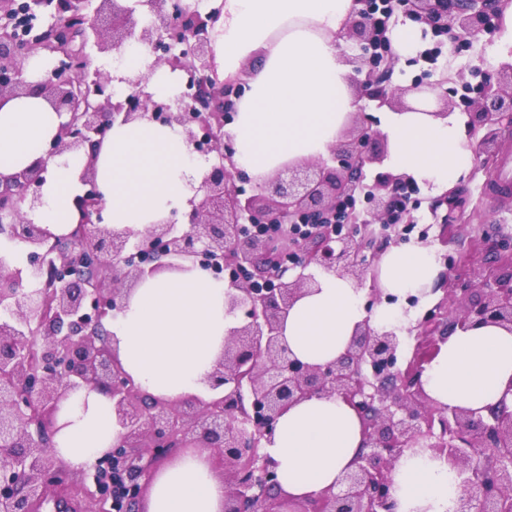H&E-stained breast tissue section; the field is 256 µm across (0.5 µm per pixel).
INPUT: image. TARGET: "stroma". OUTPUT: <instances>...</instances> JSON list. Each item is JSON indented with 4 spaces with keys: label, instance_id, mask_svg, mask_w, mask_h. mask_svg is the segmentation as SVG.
I'll return each mask as SVG.
<instances>
[{
    "label": "stroma",
    "instance_id": "1",
    "mask_svg": "<svg viewBox=\"0 0 512 512\" xmlns=\"http://www.w3.org/2000/svg\"><path fill=\"white\" fill-rule=\"evenodd\" d=\"M493 18L492 31L464 41L451 32L425 33L424 52L394 63L393 87L406 88L419 80L439 84L455 93V110L466 115L470 99L495 81L502 62L512 59V40L505 36L501 9H494ZM500 141L496 153L473 155L467 175L446 193L420 183L415 186L405 233L409 241L421 240L436 248L443 274L429 299L414 305L415 316L457 306L464 289L484 283L498 244L512 242V194L486 190L498 164H512V126H502ZM444 195L455 198L452 210L439 207Z\"/></svg>",
    "mask_w": 512,
    "mask_h": 512
}]
</instances>
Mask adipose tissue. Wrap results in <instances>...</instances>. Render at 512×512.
Listing matches in <instances>:
<instances>
[{
	"mask_svg": "<svg viewBox=\"0 0 512 512\" xmlns=\"http://www.w3.org/2000/svg\"><path fill=\"white\" fill-rule=\"evenodd\" d=\"M357 8L355 0H223L214 28V52L224 79H243L232 134L244 167L266 181L283 167L325 156L356 109L350 68L340 35ZM140 71L160 98L176 93V78L157 67L137 42L116 55L110 72ZM36 93L0 101V176L46 160L42 203L30 218L57 235L77 221L74 198L81 175L94 163L106 224L145 231L171 212L189 211L208 170L179 130L148 121L114 124L95 155L46 151L65 123ZM382 131L389 166L435 187L456 183L473 151L455 116H433L427 104L389 113ZM440 271L437 251L406 243L385 251L376 266L388 294L429 295ZM312 293L298 299L282 335L292 354L311 365L340 357L356 329L382 332L406 325L399 310L381 304L365 310L354 281L321 273ZM226 286L204 270L185 266L144 279L124 299L112 321V346L122 368L153 397L176 401L208 393L207 375L224 351L237 322L225 309ZM512 382V333L493 324L453 333L427 365L422 384L438 404L479 414L496 407ZM54 437L56 459L83 469L115 442L112 402L84 387L65 401ZM356 411L331 395L302 400L286 409L264 451L277 464L281 489L307 498L337 487L362 446ZM198 450L160 468L147 512H224V481ZM396 512H454L460 488L447 464L423 454L403 457L392 472Z\"/></svg>",
	"mask_w": 512,
	"mask_h": 512,
	"instance_id": "adipose-tissue-1",
	"label": "adipose tissue"
}]
</instances>
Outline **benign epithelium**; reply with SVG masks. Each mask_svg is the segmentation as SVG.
Listing matches in <instances>:
<instances>
[{"instance_id": "obj_1", "label": "benign epithelium", "mask_w": 512, "mask_h": 512, "mask_svg": "<svg viewBox=\"0 0 512 512\" xmlns=\"http://www.w3.org/2000/svg\"><path fill=\"white\" fill-rule=\"evenodd\" d=\"M496 0H403L409 17L437 32L450 29L467 39L478 35ZM142 19L123 0H0V99L39 93L68 114L47 157L93 149L112 126L147 120L177 128L195 153L213 158L191 209L173 214L142 233L103 223L94 163L81 181L88 189L74 199L76 227L56 236L28 218L41 204L45 162L0 180V237L24 248L26 262L0 256V512H71L61 494L66 466L52 454L61 403L84 386L112 400L116 442L81 470L83 491L94 512H137L135 505L159 464L192 449L208 448L224 460V512H395L391 471L405 456L423 452L450 464L460 479L457 512H506L502 492L512 488V411L505 402L485 416L430 399L422 386L429 360L398 366L402 344L394 330L379 333L365 323L346 351L325 365L291 356L281 334L290 307L317 287L313 268L362 280L379 253L366 254L370 232L359 229L355 209L363 195L372 223L389 230L401 220L396 201L413 187L410 178L386 173L371 186L360 180L384 153L375 137L354 126L330 148L335 166L320 160L289 165L260 185L237 166L232 97L239 84L219 79L211 31L219 11L205 14L185 0H142ZM40 7L50 23L37 27ZM360 54L354 71L366 73L365 94L382 105L398 101L369 55L377 41L372 7L349 25ZM148 47L157 66L191 74L188 91L168 99L147 91L148 78L132 72L119 81L90 68L87 48L103 53L127 40ZM47 52L57 64L30 84L24 61ZM497 77L508 88L490 89L473 101L468 124L486 134L478 151L490 149L496 126L512 120V62ZM255 192L249 193L243 185ZM493 284L465 288L473 294L448 315H425L414 329L430 356L454 332L494 324L512 332V248L499 247ZM186 261L218 279L228 272L225 306L245 309L247 323L229 332L224 352L207 377L215 395L176 402L148 395L122 369L104 322L122 310L128 291L164 268ZM336 395L350 404L363 427V446L335 489L302 500L279 489L276 462L263 452L281 414L314 396ZM148 452H143V449ZM484 460L482 470L473 457Z\"/></svg>"}]
</instances>
